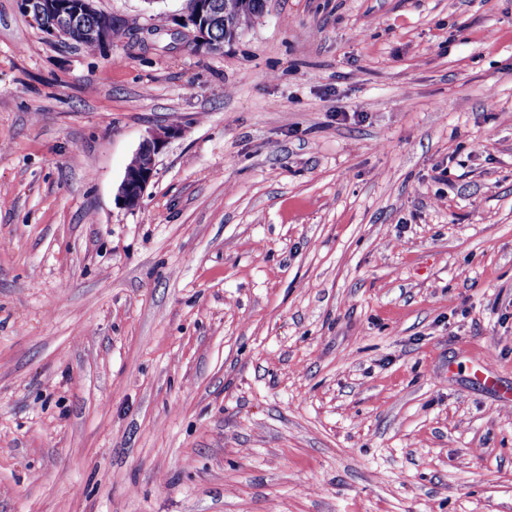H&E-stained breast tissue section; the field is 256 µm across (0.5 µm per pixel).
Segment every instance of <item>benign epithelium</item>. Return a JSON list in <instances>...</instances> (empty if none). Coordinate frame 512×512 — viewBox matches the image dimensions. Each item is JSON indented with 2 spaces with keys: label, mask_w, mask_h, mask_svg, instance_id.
<instances>
[{
  "label": "benign epithelium",
  "mask_w": 512,
  "mask_h": 512,
  "mask_svg": "<svg viewBox=\"0 0 512 512\" xmlns=\"http://www.w3.org/2000/svg\"><path fill=\"white\" fill-rule=\"evenodd\" d=\"M94 0H20L21 9L34 27L51 38L72 39L82 34L100 43L112 38L114 19L98 11ZM189 43L208 46L214 42V31L222 28L237 36L240 28L249 23L248 0H240L228 13L214 15L206 0H187ZM179 128L170 126L146 138L127 164L124 177L117 189V201L128 209L137 208L148 184L155 177L156 155L167 139L175 136Z\"/></svg>",
  "instance_id": "benign-epithelium-1"
}]
</instances>
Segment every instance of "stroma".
<instances>
[{
	"label": "stroma",
	"instance_id": "stroma-1",
	"mask_svg": "<svg viewBox=\"0 0 512 512\" xmlns=\"http://www.w3.org/2000/svg\"><path fill=\"white\" fill-rule=\"evenodd\" d=\"M96 5L0 0V512H512V0ZM94 0H20L21 9L34 27L51 38L73 39L85 33L93 40L79 38L76 42L87 48H95L112 38L114 19L112 15L98 11ZM49 17V22L46 19ZM90 21L89 30L84 29ZM209 0H187L189 9H187V18L184 26L188 28L187 36L190 44L194 46H204L208 48L214 40L215 28H223L226 32L231 30L236 38L240 33V28L249 23L247 15L249 14L248 0H211L215 5H219L223 11L224 6L234 5L237 3L236 8L232 12L219 13L213 15L208 10ZM230 16L232 26H229L227 17ZM178 127L170 126L147 137L127 164L124 177L117 189V201L128 209L137 208L148 184L155 177L156 155L167 139L174 137Z\"/></svg>",
	"mask_w": 512,
	"mask_h": 512
}]
</instances>
